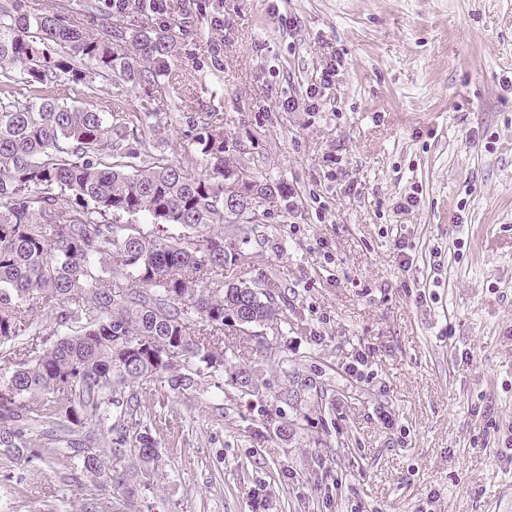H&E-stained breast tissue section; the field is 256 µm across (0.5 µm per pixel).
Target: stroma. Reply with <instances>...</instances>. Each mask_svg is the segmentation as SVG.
I'll use <instances>...</instances> for the list:
<instances>
[{"label":"stroma","mask_w":512,"mask_h":512,"mask_svg":"<svg viewBox=\"0 0 512 512\" xmlns=\"http://www.w3.org/2000/svg\"><path fill=\"white\" fill-rule=\"evenodd\" d=\"M163 19L171 75L56 98L127 101L138 148L193 162L217 113L292 193L258 201L245 247L281 293L276 355L223 335L225 374L256 361L262 394L139 391L150 512H512V0H169ZM0 512L134 509L46 439L0 453Z\"/></svg>","instance_id":"35a3bbf8"}]
</instances>
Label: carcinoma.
Here are the masks:
<instances>
[{
	"label": "carcinoma",
	"instance_id": "cac0c4a2",
	"mask_svg": "<svg viewBox=\"0 0 512 512\" xmlns=\"http://www.w3.org/2000/svg\"><path fill=\"white\" fill-rule=\"evenodd\" d=\"M101 0L85 19L63 0L37 13L0 0V449L16 459L59 432L80 470L104 471L106 449L83 434L93 420L116 432L126 473L112 486L134 496L157 477L159 442L140 419L137 389L154 380L177 395L224 376L212 337L243 317L263 329L278 320L276 284L224 272L247 270L251 205L284 193L255 180L224 211L230 155L214 126L200 140L205 174L129 143L126 123L50 95L11 100L18 85L55 89L97 78L134 86L168 74L177 25L136 21L114 28ZM66 198L60 203V198ZM131 216L140 224H119ZM232 227L230 236L220 228ZM50 315L52 323L38 319ZM231 381L258 390L256 367Z\"/></svg>",
	"mask_w": 512,
	"mask_h": 512
}]
</instances>
